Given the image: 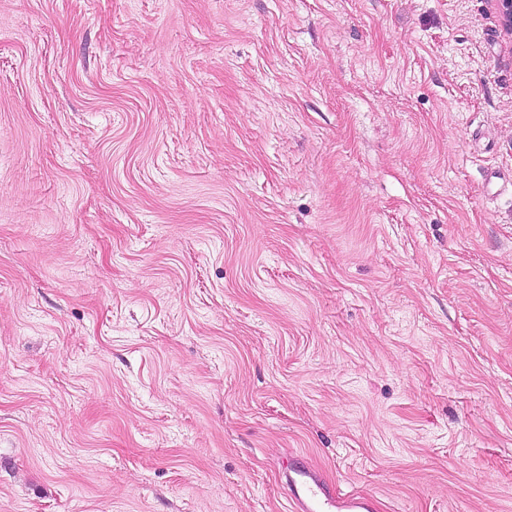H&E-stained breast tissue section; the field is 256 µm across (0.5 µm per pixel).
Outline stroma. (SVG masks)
<instances>
[{"label":"stroma","mask_w":512,"mask_h":512,"mask_svg":"<svg viewBox=\"0 0 512 512\" xmlns=\"http://www.w3.org/2000/svg\"><path fill=\"white\" fill-rule=\"evenodd\" d=\"M493 0H0V512H512ZM288 501L297 512H371V499L355 496L326 484L318 471L303 460L288 467Z\"/></svg>","instance_id":"stroma-1"}]
</instances>
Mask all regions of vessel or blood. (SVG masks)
Listing matches in <instances>:
<instances>
[{
    "mask_svg": "<svg viewBox=\"0 0 512 512\" xmlns=\"http://www.w3.org/2000/svg\"><path fill=\"white\" fill-rule=\"evenodd\" d=\"M288 501L295 512H371V500L326 484L307 462L291 463L285 476Z\"/></svg>",
    "mask_w": 512,
    "mask_h": 512,
    "instance_id": "1",
    "label": "vessel or blood"
}]
</instances>
